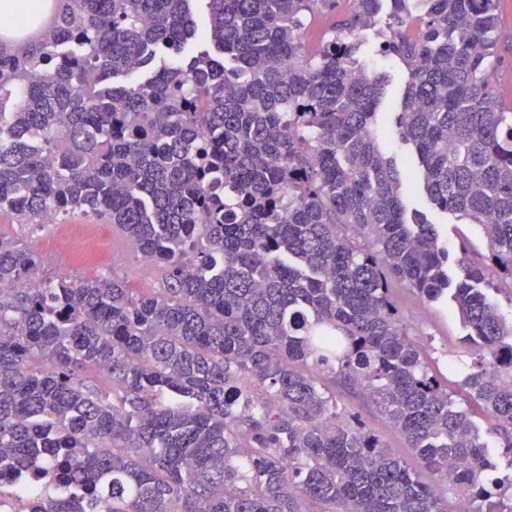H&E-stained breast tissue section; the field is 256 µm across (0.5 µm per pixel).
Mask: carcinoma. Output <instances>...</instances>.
I'll use <instances>...</instances> for the list:
<instances>
[{
	"instance_id": "carcinoma-1",
	"label": "carcinoma",
	"mask_w": 512,
	"mask_h": 512,
	"mask_svg": "<svg viewBox=\"0 0 512 512\" xmlns=\"http://www.w3.org/2000/svg\"><path fill=\"white\" fill-rule=\"evenodd\" d=\"M55 0L0 37V212L122 228L163 287L46 276L0 236V497L21 512H448L349 411L366 396L469 512L512 482L392 302L448 301L512 470V107L494 90L499 0H390L398 138L430 201L481 228L453 275L381 145L389 77L301 29L333 0ZM381 0H353L349 29ZM288 67H283V63ZM124 77L127 85L111 80ZM65 142L56 149L58 140Z\"/></svg>"
}]
</instances>
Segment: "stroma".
<instances>
[{"mask_svg":"<svg viewBox=\"0 0 512 512\" xmlns=\"http://www.w3.org/2000/svg\"><path fill=\"white\" fill-rule=\"evenodd\" d=\"M351 12V0H336L335 7L331 9L317 7L302 30L307 50L316 51L322 37L329 31L346 34L345 23ZM498 13L502 38L495 89L499 97L512 101V0H499ZM404 196L408 209L425 213L428 220L437 225L450 247L451 265H458L462 258L473 259L485 253L486 243L478 227L439 212L428 201L422 186L408 187ZM71 221L68 227L55 224L32 227L13 223L9 216L4 215L0 217V236L24 240L42 257L46 270L74 280L115 271L127 276L132 287L141 290L160 287L164 278L163 268L141 263L120 227L95 220L86 223L78 215L72 216ZM63 239L73 243V250L58 251L57 246ZM462 239L468 243V251L464 254L456 248ZM89 243L93 244L98 258L88 262L79 257L78 251ZM391 297L410 333L423 344L437 376L451 378V367L459 360V338L463 334L454 310L443 304L424 301L413 289L402 285L393 286ZM344 401L388 448L403 458H411L412 453L402 436L365 399L348 395Z\"/></svg>","mask_w":512,"mask_h":512,"instance_id":"1","label":"stroma"}]
</instances>
